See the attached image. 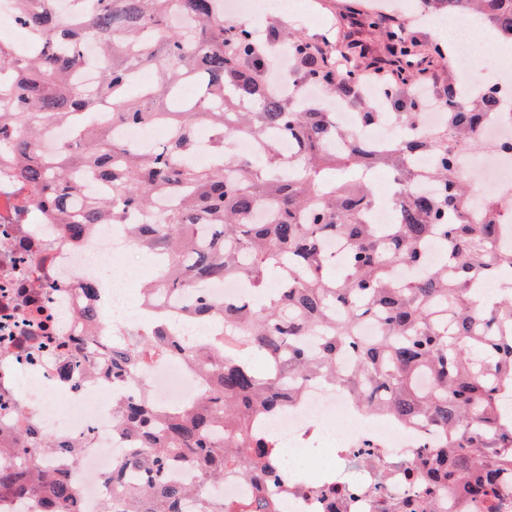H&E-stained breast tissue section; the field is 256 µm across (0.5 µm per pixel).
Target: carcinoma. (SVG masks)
<instances>
[{
	"mask_svg": "<svg viewBox=\"0 0 512 512\" xmlns=\"http://www.w3.org/2000/svg\"><path fill=\"white\" fill-rule=\"evenodd\" d=\"M16 20L30 40L20 54L0 41V160L14 166L22 204L64 225L77 242L96 224H122L125 213L144 214L130 225L136 247L164 256L146 292L191 291L194 324L220 318L250 337L267 360L262 372L246 358L206 342L189 343L165 332L160 310L149 327L112 344V381L124 382L145 362L185 357L206 379L202 394L168 412L154 408L147 392L120 402V428L135 438L129 463L112 470V500L125 512H179L187 489L165 473L175 459L196 466L203 479L240 472L254 487L279 477L274 441L258 427L264 417L297 399L299 385L321 378L344 385L363 408L396 420L436 426L445 444L419 462L422 478L464 496L491 500L500 480L512 473V417L500 397L512 392V298L488 310L474 297L489 275L512 270V244L499 237L507 225L495 204L470 214L471 189L457 166L464 142L501 107L495 90L469 96L453 81L442 90L449 106L446 128L398 146L372 148L336 128L319 107L300 108L269 90L262 74L264 47L250 26L224 19V0H71L70 17L57 0H11ZM443 15L460 4L505 39L512 40V0H422ZM367 27L385 39L399 63L389 100L404 103L395 119L419 126L422 101L404 98L412 73L405 68L420 54L405 23L372 15ZM274 36L288 41L291 59L302 64L300 81H313L333 100L358 104L359 119L375 125L388 116L361 99V55L367 47L323 35L310 39L270 22ZM99 43L105 64L93 86L74 75L86 64L84 43ZM349 59L336 73L333 57ZM156 72L153 84L130 93L142 69ZM193 85L197 94L184 95ZM175 128L159 144L139 147L113 139L110 126ZM86 124L75 145L55 153L39 146L53 124ZM210 129V162H196V132ZM290 136L294 153H281ZM247 139L249 157L229 156L226 139ZM433 155L426 178L442 187L436 198L409 192L413 156ZM377 165L392 170L397 193L394 222L369 223L377 201L363 173ZM112 183L107 193L81 192L78 177ZM264 209L267 221L254 219ZM343 239V264L333 274V257L322 240ZM440 259L412 280L394 269H419L428 247ZM237 278L258 301L225 302L202 285ZM378 326L362 336L360 324ZM347 354L352 365L337 369ZM72 445L63 438L40 444L34 428L17 434L10 467L0 468V496H21L50 485L51 501L75 504L66 478L53 476L42 458Z\"/></svg>",
	"mask_w": 512,
	"mask_h": 512,
	"instance_id": "carcinoma-1",
	"label": "carcinoma"
}]
</instances>
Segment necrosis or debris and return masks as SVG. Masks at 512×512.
I'll use <instances>...</instances> for the list:
<instances>
[{
	"label": "necrosis or debris",
	"instance_id": "necrosis-or-debris-1",
	"mask_svg": "<svg viewBox=\"0 0 512 512\" xmlns=\"http://www.w3.org/2000/svg\"><path fill=\"white\" fill-rule=\"evenodd\" d=\"M288 0H224V16L248 21L263 35L264 21L287 10ZM466 11L448 14L456 56L465 60L462 81L475 89L512 91V70L491 56L471 63ZM338 129L375 145L397 143L400 123L367 126L348 103L330 107ZM490 142L491 152L475 156L461 147L459 168L471 178V214H478L489 196L512 184V157L501 152L512 141V114L503 113L476 129ZM17 188L8 165L0 164V448L11 449L28 415L38 434L68 438L67 455H53L49 466L75 486L77 512H99L112 497L110 476L125 462L133 446L121 432L113 404L146 389L156 406L185 403L201 392L205 380L183 359H155L136 375L135 382L117 384L93 357L107 350L114 337L138 328L146 318L144 290L139 283V252L127 225L102 224L81 242L70 241L62 225L45 223L34 210L19 209ZM95 305L102 318L86 322L82 281L96 271ZM76 360L72 379L58 378L62 360ZM281 444L287 445L294 466H283L278 480L267 487L280 512H512V479L498 484L494 506L454 493L420 489L417 464L440 446L437 429L403 424L377 412L360 410L349 391L320 380L305 382L297 401L272 423ZM171 481L189 488L181 512H201L204 499L232 500L250 496L251 486L239 474L202 483L186 463L169 472Z\"/></svg>",
	"mask_w": 512,
	"mask_h": 512
}]
</instances>
